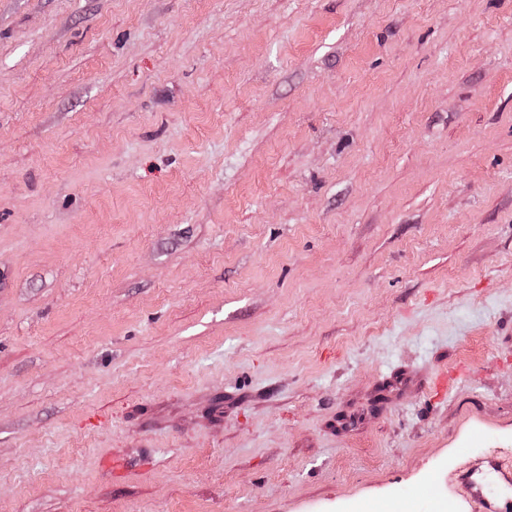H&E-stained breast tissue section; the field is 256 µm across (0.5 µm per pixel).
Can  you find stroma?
I'll use <instances>...</instances> for the list:
<instances>
[{"instance_id":"35a3bbf8","label":"stroma","mask_w":512,"mask_h":512,"mask_svg":"<svg viewBox=\"0 0 512 512\" xmlns=\"http://www.w3.org/2000/svg\"><path fill=\"white\" fill-rule=\"evenodd\" d=\"M483 452L512 0H0V512H473Z\"/></svg>"}]
</instances>
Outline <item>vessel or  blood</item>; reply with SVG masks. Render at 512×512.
Returning <instances> with one entry per match:
<instances>
[{"mask_svg":"<svg viewBox=\"0 0 512 512\" xmlns=\"http://www.w3.org/2000/svg\"><path fill=\"white\" fill-rule=\"evenodd\" d=\"M460 481L482 512H512V468L493 456L478 458Z\"/></svg>","mask_w":512,"mask_h":512,"instance_id":"obj_1","label":"vessel or blood"}]
</instances>
